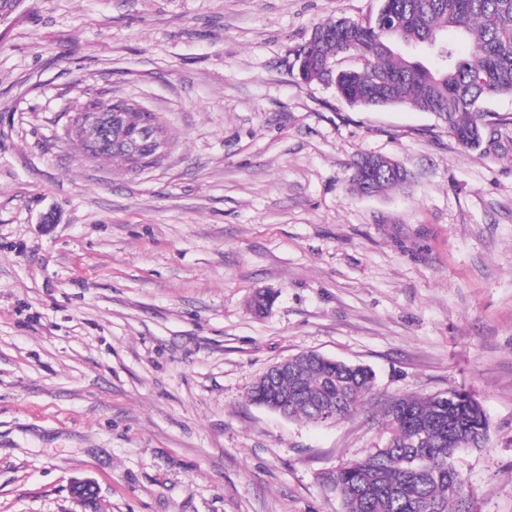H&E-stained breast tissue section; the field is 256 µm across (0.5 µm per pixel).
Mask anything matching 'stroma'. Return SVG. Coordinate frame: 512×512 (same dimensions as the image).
Masks as SVG:
<instances>
[{
    "label": "stroma",
    "mask_w": 512,
    "mask_h": 512,
    "mask_svg": "<svg viewBox=\"0 0 512 512\" xmlns=\"http://www.w3.org/2000/svg\"><path fill=\"white\" fill-rule=\"evenodd\" d=\"M379 0H24L0 26V512H342L323 472L384 407L465 392L489 420L456 467L512 512V127L463 150L433 115L355 108L295 51ZM165 119L132 174L64 127L90 93ZM407 189L356 194L359 155ZM275 302L258 317L256 289ZM375 374L333 424L252 404L302 352ZM71 493L79 503L83 504L85 507H89L91 512H103L104 510L101 508L99 502V493L96 483L90 479L85 478L81 480L75 481L71 486ZM89 497H94L96 500L94 503L96 504L95 509L93 508V501Z\"/></svg>",
    "instance_id": "stroma-1"
}]
</instances>
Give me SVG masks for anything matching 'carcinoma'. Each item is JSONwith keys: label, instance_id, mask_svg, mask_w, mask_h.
<instances>
[{"label": "carcinoma", "instance_id": "1", "mask_svg": "<svg viewBox=\"0 0 512 512\" xmlns=\"http://www.w3.org/2000/svg\"><path fill=\"white\" fill-rule=\"evenodd\" d=\"M367 22L328 20L318 35L297 51L306 66L301 79L333 88L352 106L409 105L441 119L448 133L467 151L491 153L500 127L512 116H489L485 99L512 95V0H379ZM452 28L472 47L463 56L442 32ZM350 58L354 67L336 62ZM362 154L353 163L351 185L375 195L410 181L391 174L397 161ZM275 295L260 290L249 301L261 317ZM261 377L249 401L270 404ZM374 384L373 372L340 360L311 358L298 372L282 378L280 394L288 397V418L312 421L319 406L336 403V419L357 411ZM383 440L363 458L351 459L322 474L326 490L336 494L343 512H466L473 495L455 465L457 454L482 448L488 441L484 412L470 407L454 391L446 406L438 396H403L385 407Z\"/></svg>", "mask_w": 512, "mask_h": 512}]
</instances>
